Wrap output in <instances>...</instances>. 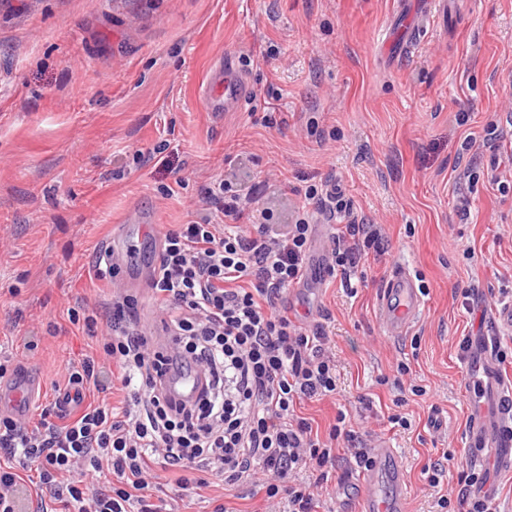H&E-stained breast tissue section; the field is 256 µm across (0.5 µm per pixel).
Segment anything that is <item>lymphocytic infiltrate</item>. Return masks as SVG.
<instances>
[{
    "mask_svg": "<svg viewBox=\"0 0 512 512\" xmlns=\"http://www.w3.org/2000/svg\"><path fill=\"white\" fill-rule=\"evenodd\" d=\"M304 198L323 220L344 219L330 237V265L356 274L368 250H380V232L358 222L336 191L312 186ZM205 203L166 232L151 275L175 350L155 343L132 296L113 295L104 358L85 357L67 377L76 409L54 404L33 427L0 415V512H22L17 470L28 466L61 512H166L148 490L167 473L178 492L216 480L232 491L262 474L282 512H314L319 489L346 481L339 441L355 444V469L369 466L345 415L323 440L295 412L302 400L335 394L339 381L324 323L301 322L285 303L310 259L309 215L278 230L222 182ZM195 369L206 377L200 395L171 399L167 375ZM116 391L115 405L108 397ZM103 471L112 480L100 487L93 478Z\"/></svg>",
    "mask_w": 512,
    "mask_h": 512,
    "instance_id": "f902f5d3",
    "label": "lymphocytic infiltrate"
}]
</instances>
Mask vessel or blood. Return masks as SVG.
<instances>
[{"instance_id":"1","label":"vessel or blood","mask_w":512,"mask_h":512,"mask_svg":"<svg viewBox=\"0 0 512 512\" xmlns=\"http://www.w3.org/2000/svg\"><path fill=\"white\" fill-rule=\"evenodd\" d=\"M243 84L233 60L213 72L206 82V106L212 112H227L242 100ZM423 295L406 267H395L378 299L380 325L386 335H406L419 317ZM465 362L476 375L479 395L467 424L466 434L480 463L512 469V386L499 374L495 338L490 329L469 336L464 345ZM202 377L187 374L170 382L169 395L190 400L203 388ZM43 389L39 378L22 374L7 386L0 385V412L26 418ZM372 464L361 475L363 491L357 512H407L408 482L402 459L389 444L372 448Z\"/></svg>"}]
</instances>
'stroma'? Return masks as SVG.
<instances>
[{"instance_id":"35a3bbf8","label":"stroma","mask_w":512,"mask_h":512,"mask_svg":"<svg viewBox=\"0 0 512 512\" xmlns=\"http://www.w3.org/2000/svg\"><path fill=\"white\" fill-rule=\"evenodd\" d=\"M398 11V0H0V359L44 384L29 424L69 368L103 353L105 327L78 331L70 308L99 310L117 283L145 319L160 312L129 281L157 262L151 237L131 231L114 280L95 276L128 218L175 228L224 179L243 206L289 224L306 188L323 184L380 225L384 251L347 281L327 271L317 236L286 298L300 320L329 313L340 381L297 413L323 437L346 415L367 444L396 448L408 512L457 498L456 475L474 468L465 431L478 393L461 347L477 327L497 323L500 374L512 383V328L499 319L512 305V188L493 184L506 169L490 152L464 148L512 116V0H438L419 45L396 55L385 35ZM228 57L246 93L234 111H206V79ZM151 149L154 159L133 165V152ZM469 161L470 186L459 179ZM401 263L424 309L394 338L377 298ZM415 386L421 395L396 407ZM396 413L406 426L391 423ZM444 461L451 480L430 486L426 468ZM221 502L267 509L254 485L194 489L168 506Z\"/></svg>"}]
</instances>
